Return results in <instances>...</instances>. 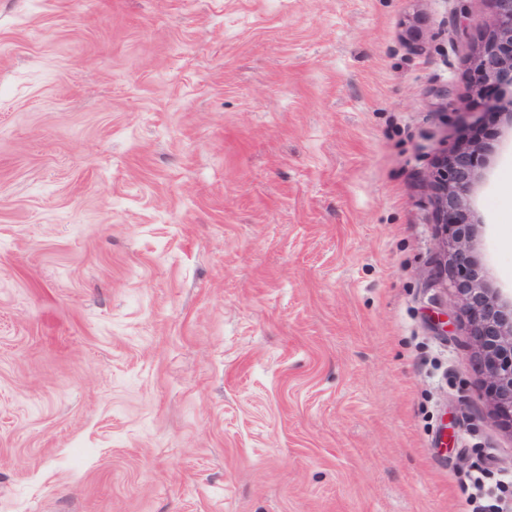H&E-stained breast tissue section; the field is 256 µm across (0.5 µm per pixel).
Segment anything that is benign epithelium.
Here are the masks:
<instances>
[{"label": "benign epithelium", "mask_w": 512, "mask_h": 512, "mask_svg": "<svg viewBox=\"0 0 512 512\" xmlns=\"http://www.w3.org/2000/svg\"><path fill=\"white\" fill-rule=\"evenodd\" d=\"M484 38L469 68L488 107L512 118V0H493L483 21ZM494 151L489 139H469L451 148L433 175L444 230L440 261L469 326V351L481 365L488 397L502 417L512 418V300L492 288L472 262L476 224L466 220L470 194L485 159Z\"/></svg>", "instance_id": "benign-epithelium-1"}]
</instances>
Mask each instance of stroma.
<instances>
[{
	"label": "stroma",
	"instance_id": "stroma-1",
	"mask_svg": "<svg viewBox=\"0 0 512 512\" xmlns=\"http://www.w3.org/2000/svg\"><path fill=\"white\" fill-rule=\"evenodd\" d=\"M489 11L0 0V512H512L431 184L484 112L512 297Z\"/></svg>",
	"mask_w": 512,
	"mask_h": 512
}]
</instances>
